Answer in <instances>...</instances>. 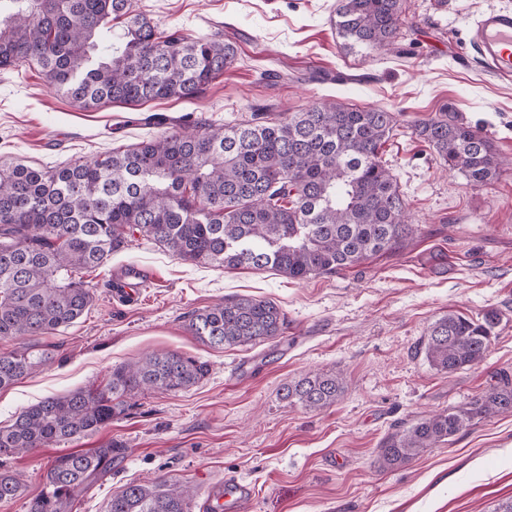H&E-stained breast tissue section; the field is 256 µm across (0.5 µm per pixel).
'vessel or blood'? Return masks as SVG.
Returning a JSON list of instances; mask_svg holds the SVG:
<instances>
[{"label": "vessel or blood", "instance_id": "b4317fda", "mask_svg": "<svg viewBox=\"0 0 512 512\" xmlns=\"http://www.w3.org/2000/svg\"><path fill=\"white\" fill-rule=\"evenodd\" d=\"M473 44L490 69L500 76H512V9L493 8L483 12L473 24ZM144 276L142 269L131 267L122 271L114 284V295L131 303L135 288ZM246 484L229 480L211 494V512H234L238 499L247 494Z\"/></svg>", "mask_w": 512, "mask_h": 512}]
</instances>
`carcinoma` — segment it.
Listing matches in <instances>:
<instances>
[{
	"mask_svg": "<svg viewBox=\"0 0 512 512\" xmlns=\"http://www.w3.org/2000/svg\"><path fill=\"white\" fill-rule=\"evenodd\" d=\"M336 29L369 51L394 45L400 0H336ZM236 61L219 31L188 38L162 30L134 0H0V69L37 66L57 93L85 108L192 100ZM397 123L385 109L325 98L269 118L262 108L234 126L172 132L103 158L52 168L0 163V338L42 336L81 318L93 292L81 277L140 234L178 258L217 267L272 268L290 279L337 273L394 251L417 231L407 223L396 177L379 157ZM448 169L481 187L504 165L480 129L443 112L414 126ZM496 310L477 319L450 312L429 328V365L452 375L484 361ZM285 316L267 300L226 299L195 312L189 328L214 347L257 344L282 334ZM49 360L28 351L0 356V389ZM204 362L154 354L112 371L101 390L43 398L0 427V457L98 431L149 389H188ZM344 392L343 378L308 373L281 388L290 405L320 411ZM512 414V380L466 406L397 429L377 464L395 469L451 441L475 420ZM117 443L62 454L47 491L26 512H73L76 498L127 455ZM21 484L0 470V501ZM189 492L164 482L129 483L107 512H188Z\"/></svg>",
	"mask_w": 512,
	"mask_h": 512,
	"instance_id": "obj_1",
	"label": "carcinoma"
}]
</instances>
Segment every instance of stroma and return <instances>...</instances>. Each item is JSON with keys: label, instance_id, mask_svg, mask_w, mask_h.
Instances as JSON below:
<instances>
[{"label": "stroma", "instance_id": "35a3bbf8", "mask_svg": "<svg viewBox=\"0 0 512 512\" xmlns=\"http://www.w3.org/2000/svg\"><path fill=\"white\" fill-rule=\"evenodd\" d=\"M160 28L187 35L221 29L237 61L191 101L85 109L49 87L40 70H0V160L42 167L85 162L185 130L247 119L254 105L297 112L340 101L396 112L380 156L396 176L417 232L399 250L335 274L303 280L272 269H224L182 261L143 237L84 271L94 292L87 313L38 338L0 339V354L37 348L51 359L0 389V426L53 394L103 388L114 368L178 352L207 375L176 393L145 391L95 434L9 458L23 494L0 512H25L58 455L115 441L128 450L111 475L77 497L75 512H106L127 483L163 481L194 491L203 512L225 479L248 484L240 512H494L512 498V415L474 422L451 442L380 469L378 446L393 425L461 407L512 375V163L474 188L414 132L451 107L512 160V77L483 68L469 43L473 18L512 0H401L392 51L349 46L334 24L336 0H134ZM164 124L152 122V115ZM134 264L149 280L134 304L113 299L116 268ZM275 302L281 336L251 346L213 347L188 329L192 314L226 298ZM502 318L485 360L445 375L422 346L440 317ZM345 380L336 404L309 411L281 386L308 372Z\"/></svg>", "mask_w": 512, "mask_h": 512}]
</instances>
